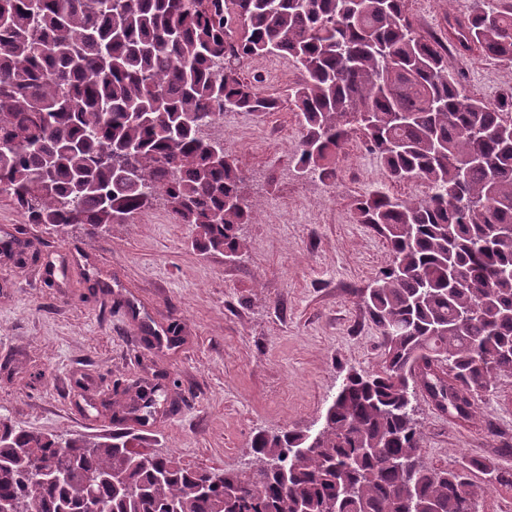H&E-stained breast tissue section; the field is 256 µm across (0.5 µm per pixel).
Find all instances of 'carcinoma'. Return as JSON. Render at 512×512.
<instances>
[{
  "label": "carcinoma",
  "instance_id": "1",
  "mask_svg": "<svg viewBox=\"0 0 512 512\" xmlns=\"http://www.w3.org/2000/svg\"><path fill=\"white\" fill-rule=\"evenodd\" d=\"M407 0H0V195L30 224L95 234L161 197L205 254L244 255L256 224L250 177L207 133L219 113L266 115L281 97L244 68L292 60L288 87L305 176L332 175L352 130L389 182L421 181L402 199L378 189L357 220L386 240L391 263L362 301L382 337L383 366L342 379L317 432H259L249 473L214 480L124 433L59 440L0 428V501L25 512H465L481 473L465 456L429 465L413 415L422 370L448 377L449 415L512 374V95L487 102L448 70V48L512 62V5L473 0L438 35L419 34ZM131 150L137 174L112 160ZM158 393L135 391L147 417ZM64 474L34 482V462Z\"/></svg>",
  "mask_w": 512,
  "mask_h": 512
}]
</instances>
